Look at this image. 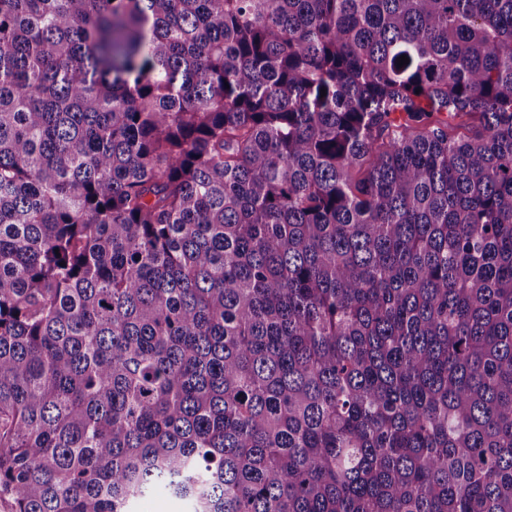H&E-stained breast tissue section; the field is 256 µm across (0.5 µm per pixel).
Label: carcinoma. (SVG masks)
I'll return each mask as SVG.
<instances>
[{"mask_svg": "<svg viewBox=\"0 0 512 512\" xmlns=\"http://www.w3.org/2000/svg\"><path fill=\"white\" fill-rule=\"evenodd\" d=\"M155 488L512 512V0H0V498Z\"/></svg>", "mask_w": 512, "mask_h": 512, "instance_id": "cac0c4a2", "label": "carcinoma"}]
</instances>
